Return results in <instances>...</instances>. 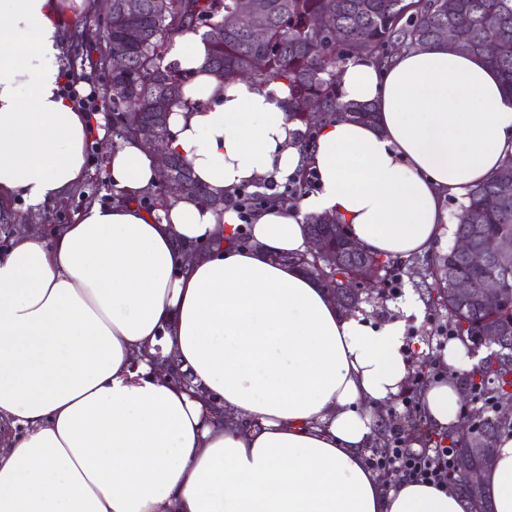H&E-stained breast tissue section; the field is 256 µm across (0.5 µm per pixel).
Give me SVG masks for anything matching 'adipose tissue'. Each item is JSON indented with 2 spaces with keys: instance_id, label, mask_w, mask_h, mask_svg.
<instances>
[{
  "instance_id": "obj_1",
  "label": "adipose tissue",
  "mask_w": 512,
  "mask_h": 512,
  "mask_svg": "<svg viewBox=\"0 0 512 512\" xmlns=\"http://www.w3.org/2000/svg\"><path fill=\"white\" fill-rule=\"evenodd\" d=\"M88 0H0V202H59L83 178L103 113L62 92L64 19ZM198 36L171 56L189 70L170 109L175 147L215 193L288 182L319 189L236 213L194 198L146 211L158 167L140 140L107 149L118 200L75 223L14 236L0 253V512H471L452 489L391 488L365 460L374 410L409 373L404 326L343 315L299 267L305 218L329 213L372 252H426L448 223L443 200L512 157V92L476 56L406 49L390 68L348 62L344 101L375 123H321L310 147L283 105L287 85L218 79ZM170 357L182 386L161 370ZM455 379L422 410L456 423ZM494 512H512V433L482 475Z\"/></svg>"
}]
</instances>
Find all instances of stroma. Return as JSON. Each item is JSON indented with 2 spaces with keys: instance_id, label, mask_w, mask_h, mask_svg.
<instances>
[{
  "instance_id": "obj_1",
  "label": "stroma",
  "mask_w": 512,
  "mask_h": 512,
  "mask_svg": "<svg viewBox=\"0 0 512 512\" xmlns=\"http://www.w3.org/2000/svg\"><path fill=\"white\" fill-rule=\"evenodd\" d=\"M96 11H88L70 18L66 23L67 46L64 53L66 73L88 83L96 93H103L107 73L92 65L89 57L103 45L96 25ZM89 169L85 178L70 189L63 201L36 210L23 202H15L7 212L8 231H0V251L7 249L13 233L41 224H70L75 213L83 206L106 199V186L98 179L104 169L105 157L92 150L88 153ZM434 282L427 266H420L417 273L400 274L398 287L382 286L363 295L360 310L372 324L388 320H401L405 326L406 347L404 355L412 370L397 400L375 413L376 427L383 435L400 431L405 443L427 441L438 435L439 429L423 414L407 415L404 399L419 400L421 385L416 381L417 372H427L435 377L447 374L448 368L440 361L443 352V333L448 330V313L440 305L431 303L427 290Z\"/></svg>"
}]
</instances>
